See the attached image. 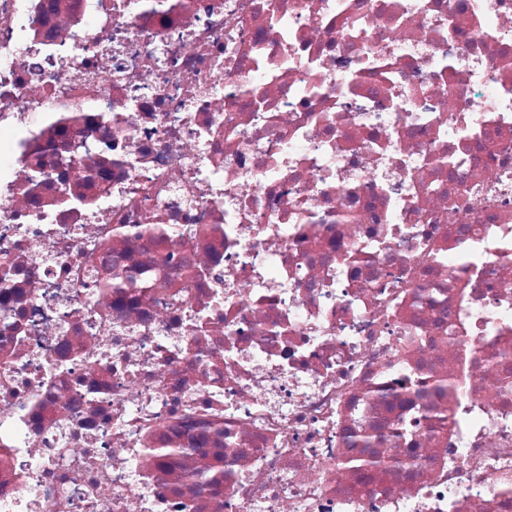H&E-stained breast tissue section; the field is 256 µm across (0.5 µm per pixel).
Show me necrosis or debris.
Segmentation results:
<instances>
[{
	"label": "necrosis or debris",
	"mask_w": 512,
	"mask_h": 512,
	"mask_svg": "<svg viewBox=\"0 0 512 512\" xmlns=\"http://www.w3.org/2000/svg\"><path fill=\"white\" fill-rule=\"evenodd\" d=\"M510 483L512 0H0V512Z\"/></svg>",
	"instance_id": "necrosis-or-debris-1"
}]
</instances>
